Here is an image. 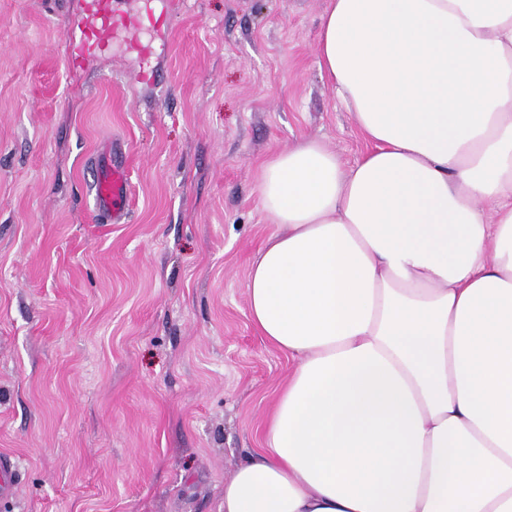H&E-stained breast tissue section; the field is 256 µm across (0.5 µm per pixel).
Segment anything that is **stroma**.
<instances>
[{"label": "stroma", "instance_id": "stroma-1", "mask_svg": "<svg viewBox=\"0 0 512 512\" xmlns=\"http://www.w3.org/2000/svg\"><path fill=\"white\" fill-rule=\"evenodd\" d=\"M326 7L157 0L151 85L122 31L70 67L81 0H0V512H222L292 365L248 317L257 173L309 139L370 149L318 66ZM116 145L130 216L101 224ZM92 190L98 213L110 224H124L129 216L131 187L121 151H104L95 162Z\"/></svg>", "mask_w": 512, "mask_h": 512}]
</instances>
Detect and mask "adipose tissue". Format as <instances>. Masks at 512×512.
I'll return each mask as SVG.
<instances>
[{"label": "adipose tissue", "mask_w": 512, "mask_h": 512, "mask_svg": "<svg viewBox=\"0 0 512 512\" xmlns=\"http://www.w3.org/2000/svg\"><path fill=\"white\" fill-rule=\"evenodd\" d=\"M317 53L371 149L258 171L293 366L224 512H512V0H329Z\"/></svg>", "instance_id": "1"}]
</instances>
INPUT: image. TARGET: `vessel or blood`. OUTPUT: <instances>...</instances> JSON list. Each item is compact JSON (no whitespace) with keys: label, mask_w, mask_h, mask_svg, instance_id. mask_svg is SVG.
<instances>
[{"label":"vessel or blood","mask_w":512,"mask_h":512,"mask_svg":"<svg viewBox=\"0 0 512 512\" xmlns=\"http://www.w3.org/2000/svg\"><path fill=\"white\" fill-rule=\"evenodd\" d=\"M113 2L82 0L81 12L74 23L76 34L69 39V61L72 68H80L89 54L105 51L111 36L119 30L127 33L132 51L142 57H149L150 48L139 40L138 33L147 24L165 26L169 21L168 13L156 11L154 0H142L141 12L131 16L117 12ZM92 189L98 213L109 223H126L131 187L122 152L106 151L98 156Z\"/></svg>","instance_id":"1"}]
</instances>
